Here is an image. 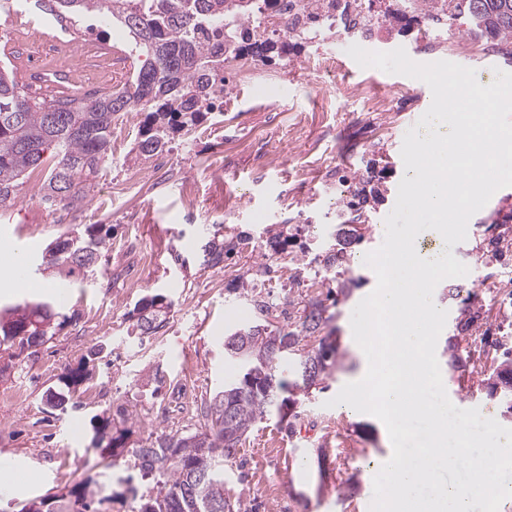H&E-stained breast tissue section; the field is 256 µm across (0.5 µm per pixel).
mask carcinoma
<instances>
[{"label": "carcinoma", "mask_w": 512, "mask_h": 512, "mask_svg": "<svg viewBox=\"0 0 512 512\" xmlns=\"http://www.w3.org/2000/svg\"><path fill=\"white\" fill-rule=\"evenodd\" d=\"M278 0H42L43 7L63 21L86 13L102 23H117L130 34L143 65L118 91L92 95L40 98L30 95L14 68L0 66V207L15 203L24 179L53 159L41 188V201L66 208L91 197L102 166L109 159L112 121L121 112H147L137 142V156L162 152L171 133L200 121L209 103L224 93V52L256 54L264 58L288 41L259 40L246 32L224 45V21L256 19L262 7ZM472 30L500 44H512V0H465ZM333 243L320 261L324 276L344 274L354 260L353 246L365 239L370 224L362 214L341 210ZM288 225L269 229L266 244L275 253L293 239ZM109 240V230L91 224L80 234L61 236L45 249L47 269L69 276L96 265ZM242 240H224L214 232L206 242L202 266L215 267ZM478 261L501 274L512 273V209L483 230ZM235 293L249 301L254 317L224 340V355L237 372L204 404L202 421L192 432L159 437L149 447H128L130 431L126 409L113 416H96L95 431L103 434L91 447L101 458L125 452L134 459L140 480L149 484L132 512H251L240 498L224 492V463L235 458L238 447L256 421L271 412L291 413L288 433L300 419L298 404L342 367L344 353L335 314L324 300L301 301L300 315L280 310L254 279L239 276ZM492 289H448L457 302V316L448 336V374L462 386L475 382L495 400L504 417L512 418V312H493ZM13 320L0 319V351L14 346L29 349L55 335L54 302L25 299L10 308ZM136 328L146 336L161 332L169 322L171 303L162 294L143 297L136 305ZM285 318H279V315ZM284 368L293 380L277 378ZM288 396H282V393ZM111 481L79 483L71 489L28 501L34 512H93L95 497Z\"/></svg>", "instance_id": "cac0c4a2"}]
</instances>
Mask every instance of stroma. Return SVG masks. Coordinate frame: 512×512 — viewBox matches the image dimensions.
<instances>
[{
    "instance_id": "stroma-1",
    "label": "stroma",
    "mask_w": 512,
    "mask_h": 512,
    "mask_svg": "<svg viewBox=\"0 0 512 512\" xmlns=\"http://www.w3.org/2000/svg\"><path fill=\"white\" fill-rule=\"evenodd\" d=\"M30 18L27 10L0 15V59L11 60L13 51L56 35L54 17L35 30ZM70 30L77 56L44 55V81L30 86L32 95L74 93V86L62 83L46 89L60 67L95 75L101 88L120 82L104 50L126 52L125 30L103 26L91 34L81 21ZM417 34L414 28L392 33L375 49L401 47L417 63L445 60L477 71L493 55L486 47L427 51ZM319 50L339 57L335 76L318 75L312 58ZM256 68L259 77L250 87H227L223 111L206 115L169 143L174 165L167 173H155L150 159L134 158L142 116L124 112L112 123L109 160L83 206L43 219L44 206L34 193L45 180L41 169L28 175L14 205L0 208V278L9 276L7 262L16 250L26 251L35 268L59 235L90 224L112 228L110 245L88 277L50 279L61 289L59 308L72 323L35 352L0 353V461L31 476L28 485L0 488V512H19L29 499L98 479L106 469L114 483L100 512H131L132 495L120 479L131 473L133 459L120 457L109 468L91 451L95 416L120 406L133 411L134 443L195 430L197 400L221 391L232 370L224 338L251 317L248 303L235 292L239 276L251 272L276 301L323 294L331 286L297 278V264L288 255L265 261L266 228L299 227L294 252L313 259L331 242L337 209L355 201L370 179L381 189L367 211L374 229L355 248L347 273L355 282L352 294L334 309L347 360L301 407L316 426L309 435L292 437L278 415L267 416L255 423L224 472L226 493L257 512H277L284 501L289 512H364L375 468L392 444L375 418L344 411L331 400L360 364L351 315L377 282L364 257L383 242L380 228L405 175L404 135L429 109L432 91L421 80L360 67L339 38L320 47L292 40L287 61H260ZM502 207L512 208V186L496 191L470 218L466 240L453 248L472 286H479L484 273L476 261L481 227ZM218 224L228 236L248 232L250 247L225 259L223 267L205 270L200 246ZM177 253L183 265L174 264ZM152 293L166 295L173 307L165 330L143 337L132 311ZM100 346L104 357L88 361ZM83 362L92 377L72 393V407L62 413L47 409L48 391ZM157 368L165 374L160 383L148 379ZM350 476L354 489L337 496L338 483Z\"/></svg>"
}]
</instances>
